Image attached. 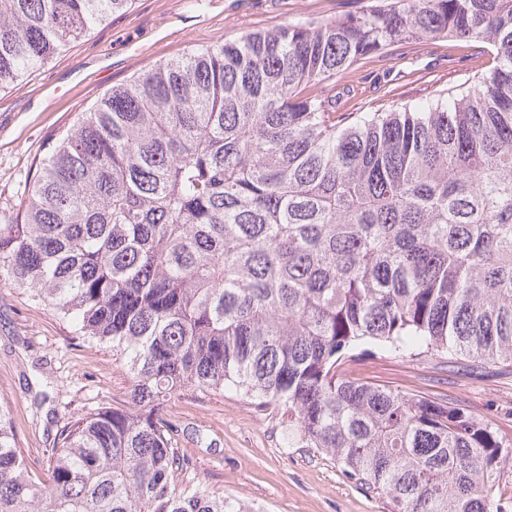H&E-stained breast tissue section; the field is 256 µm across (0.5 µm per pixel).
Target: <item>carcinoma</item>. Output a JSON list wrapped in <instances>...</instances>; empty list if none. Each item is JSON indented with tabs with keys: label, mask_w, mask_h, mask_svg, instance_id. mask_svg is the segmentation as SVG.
<instances>
[{
	"label": "carcinoma",
	"mask_w": 512,
	"mask_h": 512,
	"mask_svg": "<svg viewBox=\"0 0 512 512\" xmlns=\"http://www.w3.org/2000/svg\"><path fill=\"white\" fill-rule=\"evenodd\" d=\"M132 0H0V90ZM424 37L483 42L465 92L336 119L325 84ZM0 224V285L125 356L130 404L67 421L34 480L0 401V512H253L176 477L165 403L234 389L394 512H509L512 443L344 366L358 346L512 365V0H393L155 65L59 137Z\"/></svg>",
	"instance_id": "1"
}]
</instances>
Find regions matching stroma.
I'll return each instance as SVG.
<instances>
[{
  "label": "stroma",
  "mask_w": 512,
  "mask_h": 512,
  "mask_svg": "<svg viewBox=\"0 0 512 512\" xmlns=\"http://www.w3.org/2000/svg\"><path fill=\"white\" fill-rule=\"evenodd\" d=\"M376 0H133L70 44L18 85L0 92V224L16 220L39 161L81 113L113 87L152 65L194 49L298 21L329 22ZM487 44L448 38L402 42L369 55L326 85L337 112L354 117L447 95L488 73ZM349 376L407 394L428 395L483 418L512 440V367L473 372L438 358L410 360L370 348ZM47 391L45 407L34 403ZM130 377L108 345L76 336L70 324L28 292L0 287V400L9 403L30 475L47 480L57 415L80 417L127 405ZM165 411L184 427L178 446L190 468L179 479L193 491L205 484L261 512H392L388 498L347 478L329 455L291 448L280 410L231 390L178 392ZM215 440L198 444L197 436Z\"/></svg>",
  "instance_id": "stroma-1"
}]
</instances>
